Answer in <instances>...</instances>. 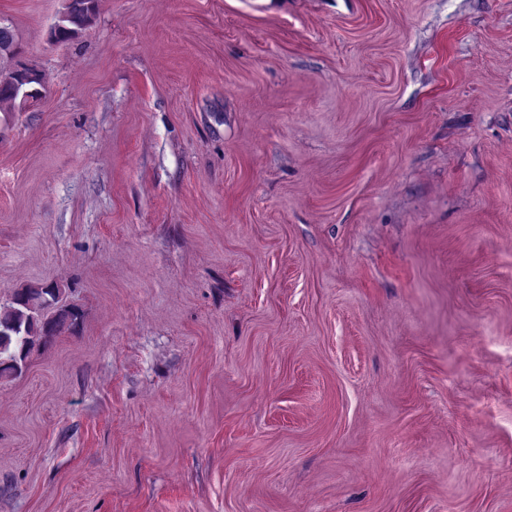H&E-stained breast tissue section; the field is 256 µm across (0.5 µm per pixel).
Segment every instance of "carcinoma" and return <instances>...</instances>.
<instances>
[{
	"instance_id": "carcinoma-1",
	"label": "carcinoma",
	"mask_w": 512,
	"mask_h": 512,
	"mask_svg": "<svg viewBox=\"0 0 512 512\" xmlns=\"http://www.w3.org/2000/svg\"><path fill=\"white\" fill-rule=\"evenodd\" d=\"M96 12V0H67L56 21V41L65 43L88 26ZM18 39L0 37V70L14 67ZM41 77L19 82L17 87L0 88V102L21 103L23 97L41 96ZM60 288L42 284L21 288L13 293L10 304L0 311V377L21 374L32 350L53 338L75 332L83 322L76 306L59 304Z\"/></svg>"
}]
</instances>
